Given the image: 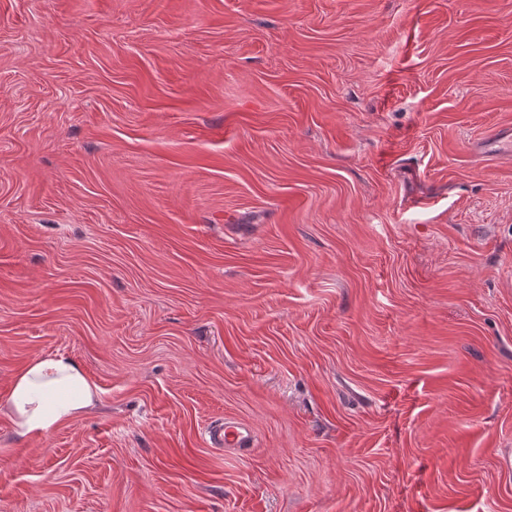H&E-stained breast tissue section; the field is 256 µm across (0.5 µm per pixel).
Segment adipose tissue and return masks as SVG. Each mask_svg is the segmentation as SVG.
I'll return each instance as SVG.
<instances>
[{
    "mask_svg": "<svg viewBox=\"0 0 512 512\" xmlns=\"http://www.w3.org/2000/svg\"><path fill=\"white\" fill-rule=\"evenodd\" d=\"M100 401L98 387L82 367L63 354L31 358L17 373L0 408L22 438L41 437L54 427L92 412Z\"/></svg>",
    "mask_w": 512,
    "mask_h": 512,
    "instance_id": "ef3b65f1",
    "label": "adipose tissue"
}]
</instances>
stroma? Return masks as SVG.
Masks as SVG:
<instances>
[{
    "instance_id": "stroma-1",
    "label": "stroma",
    "mask_w": 512,
    "mask_h": 512,
    "mask_svg": "<svg viewBox=\"0 0 512 512\" xmlns=\"http://www.w3.org/2000/svg\"><path fill=\"white\" fill-rule=\"evenodd\" d=\"M495 132L512 0H0V512H512ZM100 401L98 387L82 367L63 354L38 355L16 374L2 405L21 438L41 437L54 427L92 412ZM211 448L246 456L255 445L254 429L247 423L231 418L211 423L204 432Z\"/></svg>"
}]
</instances>
